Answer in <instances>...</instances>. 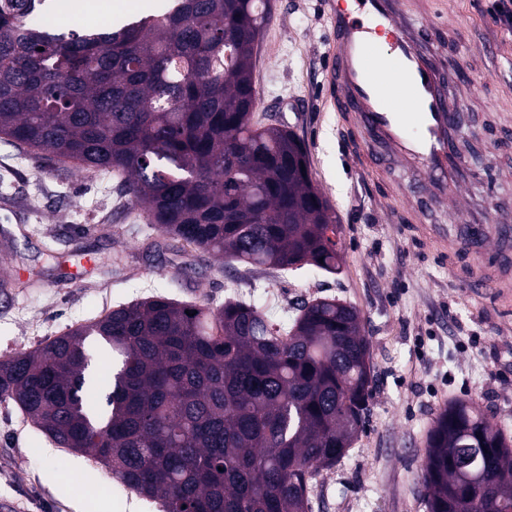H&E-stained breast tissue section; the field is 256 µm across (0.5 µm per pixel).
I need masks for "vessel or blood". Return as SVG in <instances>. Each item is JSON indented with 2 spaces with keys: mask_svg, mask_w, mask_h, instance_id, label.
Returning a JSON list of instances; mask_svg holds the SVG:
<instances>
[{
  "mask_svg": "<svg viewBox=\"0 0 512 512\" xmlns=\"http://www.w3.org/2000/svg\"><path fill=\"white\" fill-rule=\"evenodd\" d=\"M331 22L326 80L336 90L331 104L340 125L355 132L351 153L357 165L374 175L394 163L418 169L412 182H394L387 198L391 221L408 219L413 231L440 260L469 261L460 280L470 292L490 290L503 305L512 304V270L493 268L481 257L491 250H512V225L489 212L473 223L458 197L469 161L451 135L466 113L462 100H450L444 71L430 66L431 25L440 21L435 0H327ZM428 18L427 27L404 26L405 18ZM457 201L459 220L434 223L437 199Z\"/></svg>",
  "mask_w": 512,
  "mask_h": 512,
  "instance_id": "1",
  "label": "vessel or blood"
}]
</instances>
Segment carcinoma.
Here are the masks:
<instances>
[{
	"mask_svg": "<svg viewBox=\"0 0 512 512\" xmlns=\"http://www.w3.org/2000/svg\"><path fill=\"white\" fill-rule=\"evenodd\" d=\"M44 2L0 0V142L119 178L148 223L215 257L339 270L302 142L251 122L271 0H175L84 33L43 26ZM91 336L118 355L107 379L89 370ZM371 380L360 314L335 299L288 323L156 294L0 361L1 400L163 512H309L313 480L362 430ZM428 448L429 512H512V438L477 404L448 403Z\"/></svg>",
	"mask_w": 512,
	"mask_h": 512,
	"instance_id": "1",
	"label": "carcinoma"
}]
</instances>
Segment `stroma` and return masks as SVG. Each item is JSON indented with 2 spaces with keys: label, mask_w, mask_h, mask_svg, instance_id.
I'll return each instance as SVG.
<instances>
[{
  "label": "stroma",
  "mask_w": 512,
  "mask_h": 512,
  "mask_svg": "<svg viewBox=\"0 0 512 512\" xmlns=\"http://www.w3.org/2000/svg\"><path fill=\"white\" fill-rule=\"evenodd\" d=\"M326 0H272L256 48L254 123L282 124L301 141L313 180L341 226L339 273L252 268L167 240L117 179L0 143V230L11 234L17 288H0V359L43 346L123 303L162 294L192 304L262 301L275 286L280 320L302 303L337 299L359 311L373 381L348 455L318 476L311 512H427L426 440L448 403H476L512 436V308L460 288L412 234L389 220L381 185L352 167L325 80ZM489 0H438L441 57L458 56L454 88L469 108L457 143L470 144L463 194L488 211L512 202V32ZM14 512H160L90 457L58 447L11 401H0V505Z\"/></svg>",
  "instance_id": "1"
}]
</instances>
